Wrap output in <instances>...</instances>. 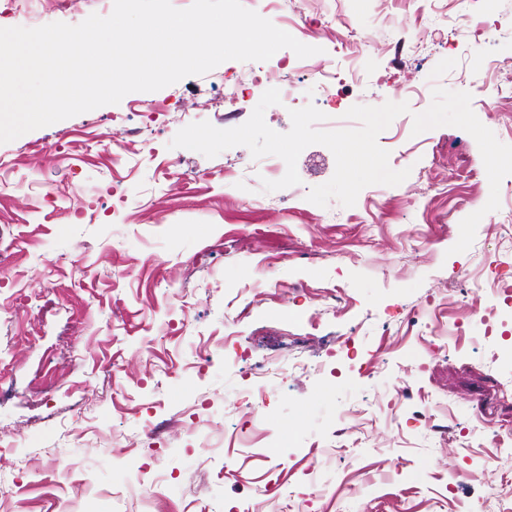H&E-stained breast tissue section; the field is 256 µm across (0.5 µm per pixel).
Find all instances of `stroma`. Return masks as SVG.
<instances>
[{
	"instance_id": "obj_1",
	"label": "stroma",
	"mask_w": 512,
	"mask_h": 512,
	"mask_svg": "<svg viewBox=\"0 0 512 512\" xmlns=\"http://www.w3.org/2000/svg\"><path fill=\"white\" fill-rule=\"evenodd\" d=\"M320 54L262 64L346 129L405 102L378 137L399 185L311 203L335 158L262 189L248 148H170L193 122L243 124L228 60L0 144V512H486L512 500V303L470 323L472 285L512 274V175L490 194L475 139L413 134L433 87L466 91L512 145V0H242ZM76 25L113 0H27ZM412 40L398 60L394 47ZM353 73L328 109L309 66ZM130 132L121 152L104 136ZM304 374L259 381L262 360ZM325 488L313 495L312 486Z\"/></svg>"
}]
</instances>
